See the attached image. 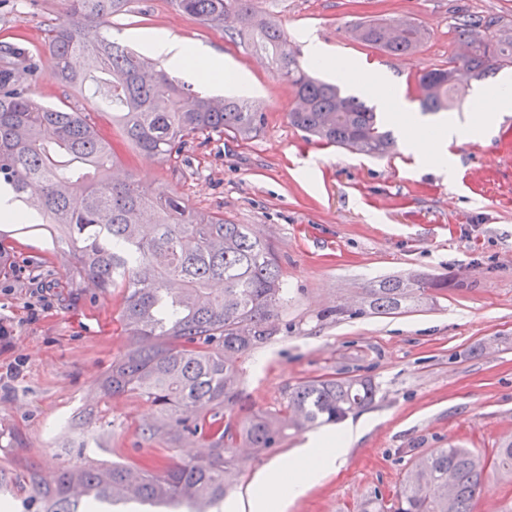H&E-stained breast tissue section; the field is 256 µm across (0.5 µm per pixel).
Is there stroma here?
I'll return each instance as SVG.
<instances>
[{"label":"stroma","mask_w":512,"mask_h":512,"mask_svg":"<svg viewBox=\"0 0 512 512\" xmlns=\"http://www.w3.org/2000/svg\"><path fill=\"white\" fill-rule=\"evenodd\" d=\"M288 33L300 60L317 38L326 61L317 72L373 107L387 86L401 109L383 119L398 143L373 159L306 139L289 125L294 94L269 55L236 27L212 28L171 0H130L109 25L119 43L164 30L224 55L223 84L182 81L214 95L245 96L264 111L251 138L220 134L183 148V164L147 159L99 118L125 169L145 186L174 190L188 205L245 224L273 249L288 290L276 342L240 361L244 393L275 410L289 388L320 375L361 376L378 387L375 404L345 424L367 423L338 472L288 512H353L363 499L391 495L413 461L437 448L488 452L512 436V112L480 137L448 145V169L422 164L401 143L422 113L418 78L464 51L455 27L465 15L512 19V0H255ZM61 0H0V39L40 42ZM366 19L419 22L426 39L390 55L353 41L347 27ZM10 269L0 274V316L10 337L0 345V466L62 469L126 459L153 408L131 396H103L99 381L130 346L119 318L125 291L72 287L70 257L39 224H0ZM448 277L447 291L392 315L322 320L360 307L366 288L386 277ZM306 432L279 448L235 449L242 474L220 512H241L254 476L301 447Z\"/></svg>","instance_id":"obj_1"}]
</instances>
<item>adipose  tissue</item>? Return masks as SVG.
Here are the masks:
<instances>
[{
    "instance_id": "1",
    "label": "adipose tissue",
    "mask_w": 512,
    "mask_h": 512,
    "mask_svg": "<svg viewBox=\"0 0 512 512\" xmlns=\"http://www.w3.org/2000/svg\"><path fill=\"white\" fill-rule=\"evenodd\" d=\"M142 41L148 55L162 59L169 67L194 74L219 75L224 71L222 55L203 52L194 43L154 30L143 33ZM504 112H512L511 94H500L492 101L482 95L474 99L464 125L452 126L444 121L426 125L411 119L403 127V140L424 164L441 170L447 166L448 138L487 131ZM359 433V428L350 427L312 435L302 448L262 468L254 479L250 512H286L291 502L343 466L346 450Z\"/></svg>"
}]
</instances>
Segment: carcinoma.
<instances>
[{
  "label": "carcinoma",
  "instance_id": "cac0c4a2",
  "mask_svg": "<svg viewBox=\"0 0 512 512\" xmlns=\"http://www.w3.org/2000/svg\"><path fill=\"white\" fill-rule=\"evenodd\" d=\"M63 15L44 28L43 49L22 38L0 40V188L24 204L21 212L66 234L71 278L100 289L125 288L120 322L133 348L112 361L101 379L109 396L132 395L152 405L159 420L140 432L141 442L171 448L191 440L205 453L190 460H137L73 466L47 482L27 468L17 479L28 512H82L116 497L169 512H208L224 502L238 467L231 449L245 441L259 452L277 448L288 431L337 423L369 408L377 390L364 377L322 375L300 381L274 411L256 410L240 389L236 360L277 340L278 314L288 301L276 258L245 224L199 211L171 189L150 188L130 175L116 179L119 157L90 119L70 106L34 98L45 71L66 88L94 87L97 109L112 117L137 152L177 161L200 135L247 139L265 114L246 98H213L194 91L157 63L109 39L103 28L130 0H63ZM201 23L224 27L236 17L239 35L271 54L277 76L294 90L288 123L323 145L369 157L395 147L376 112L345 96L333 83L311 77L284 30L255 10L254 0H173ZM388 24L360 21L349 36L403 54L417 50L424 28L408 21L397 41ZM470 53L418 79L424 112L451 109L457 70L481 80L512 66V21L467 17L456 27ZM82 57L86 69L73 68ZM448 290V276L388 279L365 290L364 306L336 315H389L405 302ZM512 480V438L487 456L470 448H436L418 460L388 497L374 494L358 512H474L490 472Z\"/></svg>",
  "mask_w": 512,
  "mask_h": 512
}]
</instances>
